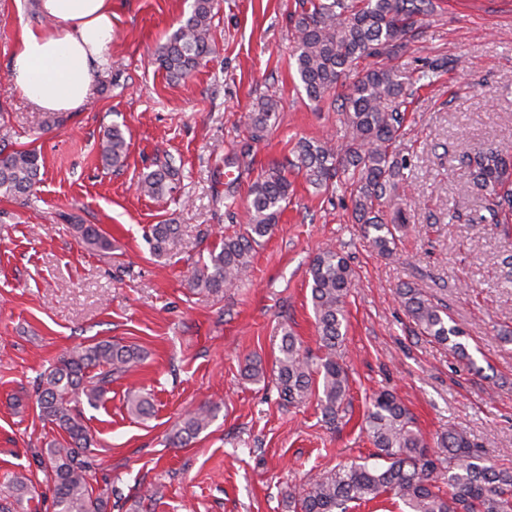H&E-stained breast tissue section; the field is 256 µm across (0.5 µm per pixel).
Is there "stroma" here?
<instances>
[{
	"label": "stroma",
	"instance_id": "1",
	"mask_svg": "<svg viewBox=\"0 0 512 512\" xmlns=\"http://www.w3.org/2000/svg\"><path fill=\"white\" fill-rule=\"evenodd\" d=\"M297 2L215 0L211 53L172 82L156 51L193 0H112V46L91 96L56 116L27 103L10 78L22 27L42 22L34 0H0V148H35L44 161L32 195L0 199V499L7 474L25 473L35 487L16 512H54L36 457L60 432L38 415L40 374L74 347L111 338L145 354L98 406H80L98 463L90 481L108 487L111 512H289V493L311 474L373 453L361 424L382 391L401 399L426 439L463 430L490 463L512 467V342L499 338L512 330V237L472 223L482 195L455 163L512 143V0H434L399 60L409 72L449 63L433 83L407 89L394 148L411 166L382 207L384 219L399 208L407 217L400 259L362 236L349 192H316L292 169L288 205L248 277L219 296L188 285L209 248L243 224L262 171L293 158L299 140L343 138L339 113L310 101L299 80L289 19ZM262 98L276 101V123L236 156ZM115 125L130 144L118 171L99 156ZM168 156L180 167L177 190L144 196L143 173ZM163 222L178 234L158 258L145 235ZM79 224L111 248L85 247ZM326 247L355 272L343 343L349 406L336 430L316 397L283 404L274 376L282 328L318 348L308 267ZM407 283L446 305L470 358L420 333L397 294ZM253 357L266 372L258 383L243 378ZM131 390L151 395L150 418L128 414ZM204 403L218 407L212 423L172 447V429Z\"/></svg>",
	"mask_w": 512,
	"mask_h": 512
}]
</instances>
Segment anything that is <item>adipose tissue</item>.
Wrapping results in <instances>:
<instances>
[{
  "label": "adipose tissue",
  "instance_id": "obj_1",
  "mask_svg": "<svg viewBox=\"0 0 512 512\" xmlns=\"http://www.w3.org/2000/svg\"><path fill=\"white\" fill-rule=\"evenodd\" d=\"M37 12L41 24L23 27L18 37L14 87L40 110H75L112 45V0H37Z\"/></svg>",
  "mask_w": 512,
  "mask_h": 512
}]
</instances>
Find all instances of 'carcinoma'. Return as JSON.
Wrapping results in <instances>:
<instances>
[{
    "label": "carcinoma",
    "mask_w": 512,
    "mask_h": 512,
    "mask_svg": "<svg viewBox=\"0 0 512 512\" xmlns=\"http://www.w3.org/2000/svg\"><path fill=\"white\" fill-rule=\"evenodd\" d=\"M426 0H302L291 21L297 33V73L307 96L316 102L341 101L345 135L339 145L301 140L295 147L294 166L316 189L334 194L351 189L353 217L379 254L399 257V232L406 228L401 214L387 223L380 207L405 181L407 160L393 154L392 146L405 121V85L433 81L446 67L436 63L417 75H407L397 60L418 34V16ZM214 0H194L190 15L157 52L159 68L171 79H185L210 48ZM350 92L336 97L344 78ZM277 104L261 99L251 113V135L240 147L247 154L252 144L273 128ZM129 151L118 126L102 142L101 160L107 167L124 166ZM469 170L474 188L485 193L483 213L475 224H493L512 236V146L482 148L458 158ZM42 160L32 149L0 151V196L20 198L38 182ZM284 166L273 165L252 184L247 222L224 236L209 251L208 261L196 270L190 286L211 294L235 287L251 267L255 247L273 232L291 182ZM177 168L170 158L140 181L147 196L174 189ZM91 249H108L110 240L92 226H76ZM174 224H154L148 237L154 254L168 251L176 237ZM311 300L321 354L302 349L293 333L282 328L277 358L280 399L290 405L317 396L323 416L334 423L349 392V373L341 346L346 325V299L354 271L342 253L322 249L309 264ZM401 303L420 333L450 350L469 357L460 341L464 331L448 324L445 310L416 286L399 289ZM142 360L140 349L112 340L96 341L60 357L46 370L38 385L37 406L42 419L62 431L61 439L42 456L47 476L54 482L55 512H108L105 490L88 481L96 460L90 454L91 437L77 404L98 405L112 378L129 372ZM128 411L142 419L153 413L151 399L131 393ZM216 407L204 404L184 415L170 442L183 446L205 430ZM364 430L376 448V463L348 462L311 477L307 487L292 496V512H348L349 504L393 495L405 512H512V468L485 463L479 444L466 432L450 428L428 442L416 428L409 410L393 393L375 394L364 415ZM446 472L447 489L437 485V471ZM10 497L23 501L29 479L22 473L9 477Z\"/></svg>",
    "instance_id": "1"
}]
</instances>
